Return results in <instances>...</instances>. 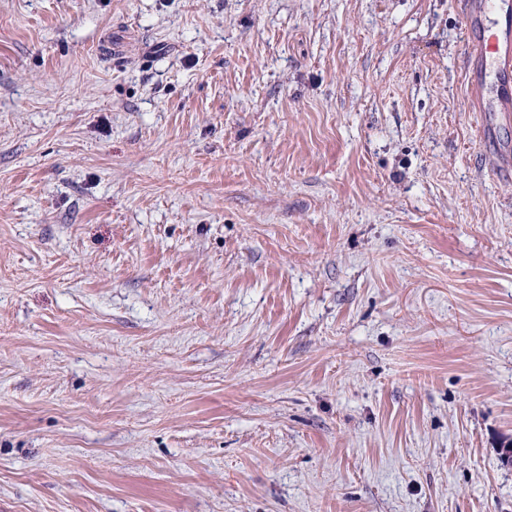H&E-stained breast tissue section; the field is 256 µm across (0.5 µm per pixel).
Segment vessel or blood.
<instances>
[{"label": "vessel or blood", "mask_w": 512, "mask_h": 512, "mask_svg": "<svg viewBox=\"0 0 512 512\" xmlns=\"http://www.w3.org/2000/svg\"><path fill=\"white\" fill-rule=\"evenodd\" d=\"M461 14L469 33V53L497 76L495 87L473 85L477 111L512 110V0H465Z\"/></svg>", "instance_id": "vessel-or-blood-1"}]
</instances>
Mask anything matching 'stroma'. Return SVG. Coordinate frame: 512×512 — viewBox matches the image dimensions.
<instances>
[{
    "label": "stroma",
    "instance_id": "obj_1",
    "mask_svg": "<svg viewBox=\"0 0 512 512\" xmlns=\"http://www.w3.org/2000/svg\"><path fill=\"white\" fill-rule=\"evenodd\" d=\"M460 0H0V512H512V123Z\"/></svg>",
    "mask_w": 512,
    "mask_h": 512
}]
</instances>
